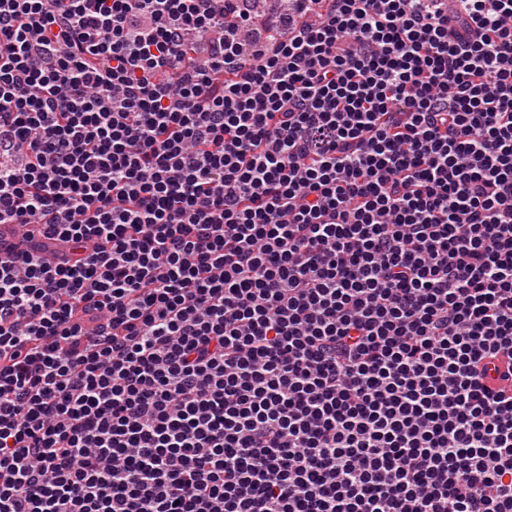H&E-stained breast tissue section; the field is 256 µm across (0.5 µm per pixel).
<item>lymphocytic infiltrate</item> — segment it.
I'll list each match as a JSON object with an SVG mask.
<instances>
[{
	"label": "lymphocytic infiltrate",
	"mask_w": 512,
	"mask_h": 512,
	"mask_svg": "<svg viewBox=\"0 0 512 512\" xmlns=\"http://www.w3.org/2000/svg\"><path fill=\"white\" fill-rule=\"evenodd\" d=\"M0 0V512H512V0Z\"/></svg>",
	"instance_id": "lymphocytic-infiltrate-1"
}]
</instances>
